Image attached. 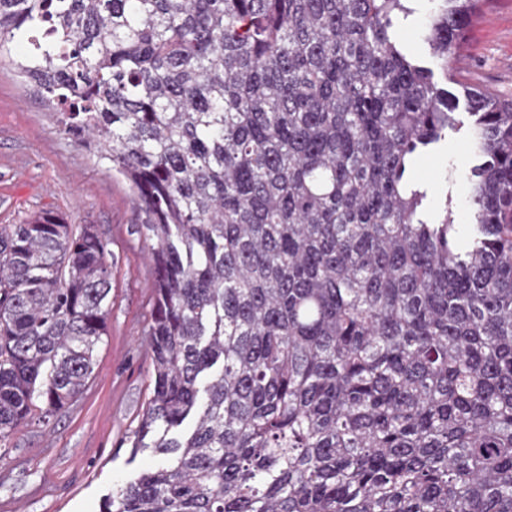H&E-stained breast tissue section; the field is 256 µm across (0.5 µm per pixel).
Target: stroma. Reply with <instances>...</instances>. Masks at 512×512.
<instances>
[{
  "label": "stroma",
  "mask_w": 512,
  "mask_h": 512,
  "mask_svg": "<svg viewBox=\"0 0 512 512\" xmlns=\"http://www.w3.org/2000/svg\"><path fill=\"white\" fill-rule=\"evenodd\" d=\"M399 39L426 67L434 59L422 37L431 0H409ZM0 60V224L54 209L71 224L97 225L112 253L109 329L77 401L49 423L20 426L0 447V512H100L104 496L160 464L125 438L138 425L152 387L145 329L152 305L144 275L151 244L137 231L141 216L130 185L69 136L52 105ZM448 88L472 87L512 100V0H476L459 53L449 61ZM414 160L411 181L426 197L424 214L450 209L460 244L472 235L468 116Z\"/></svg>",
  "instance_id": "stroma-1"
}]
</instances>
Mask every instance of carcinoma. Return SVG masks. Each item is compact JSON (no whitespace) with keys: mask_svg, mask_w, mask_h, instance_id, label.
I'll return each mask as SVG.
<instances>
[{"mask_svg":"<svg viewBox=\"0 0 512 512\" xmlns=\"http://www.w3.org/2000/svg\"><path fill=\"white\" fill-rule=\"evenodd\" d=\"M406 0H0V58L135 190L160 466L102 512H512V102L465 94L472 242L408 177L457 97ZM448 58L473 0H433ZM111 252L0 225V444L85 390ZM411 13L407 18L402 16L396 25V33L399 39L413 52L422 65L433 69L434 79L444 83V79L434 66V59L428 44L422 37L423 24L432 7L430 0H412L407 2Z\"/></svg>","mask_w":512,"mask_h":512,"instance_id":"1","label":"carcinoma"}]
</instances>
